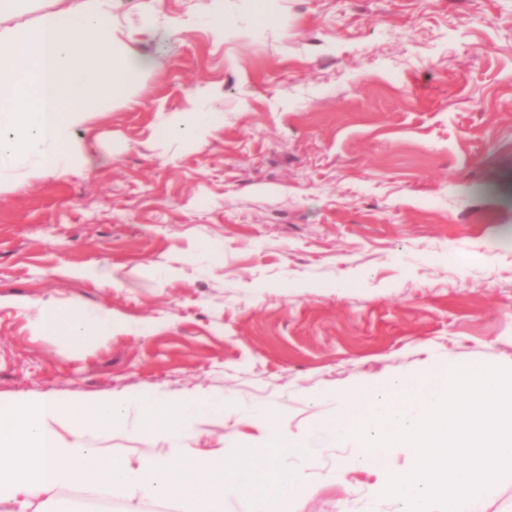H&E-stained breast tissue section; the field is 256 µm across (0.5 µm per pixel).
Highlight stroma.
I'll list each match as a JSON object with an SVG mask.
<instances>
[{"mask_svg":"<svg viewBox=\"0 0 512 512\" xmlns=\"http://www.w3.org/2000/svg\"><path fill=\"white\" fill-rule=\"evenodd\" d=\"M158 62L74 138L88 161L0 185V406L117 392L230 397L186 445L264 443L380 377L512 369V0H112ZM213 122L194 131L198 113ZM115 284L99 287L95 270ZM111 335L75 351L45 306ZM296 512H395L408 467L323 476Z\"/></svg>","mask_w":512,"mask_h":512,"instance_id":"stroma-1","label":"stroma"}]
</instances>
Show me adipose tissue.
Returning <instances> with one entry per match:
<instances>
[{"instance_id":"adipose-tissue-1","label":"adipose tissue","mask_w":512,"mask_h":512,"mask_svg":"<svg viewBox=\"0 0 512 512\" xmlns=\"http://www.w3.org/2000/svg\"><path fill=\"white\" fill-rule=\"evenodd\" d=\"M106 0L44 11L29 26L16 24L23 0H0V175L20 157L40 170L78 157L73 132L91 106L124 94L156 62L142 53L119 54ZM42 325L68 327L74 350L91 335L112 333V316L93 318L44 308Z\"/></svg>"}]
</instances>
